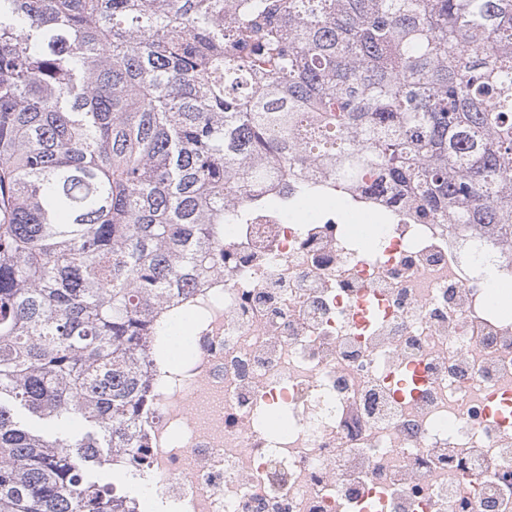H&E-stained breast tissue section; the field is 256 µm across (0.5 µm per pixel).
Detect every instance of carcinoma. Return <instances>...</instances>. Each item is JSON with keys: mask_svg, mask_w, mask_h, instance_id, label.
I'll return each instance as SVG.
<instances>
[{"mask_svg": "<svg viewBox=\"0 0 512 512\" xmlns=\"http://www.w3.org/2000/svg\"><path fill=\"white\" fill-rule=\"evenodd\" d=\"M309 160L512 240V0H0V512H132L168 301Z\"/></svg>", "mask_w": 512, "mask_h": 512, "instance_id": "cac0c4a2", "label": "carcinoma"}]
</instances>
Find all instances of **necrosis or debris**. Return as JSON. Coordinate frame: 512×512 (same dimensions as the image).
<instances>
[{
	"instance_id": "obj_1",
	"label": "necrosis or debris",
	"mask_w": 512,
	"mask_h": 512,
	"mask_svg": "<svg viewBox=\"0 0 512 512\" xmlns=\"http://www.w3.org/2000/svg\"><path fill=\"white\" fill-rule=\"evenodd\" d=\"M512 251L404 213L224 227L120 451L157 512H512Z\"/></svg>"
}]
</instances>
